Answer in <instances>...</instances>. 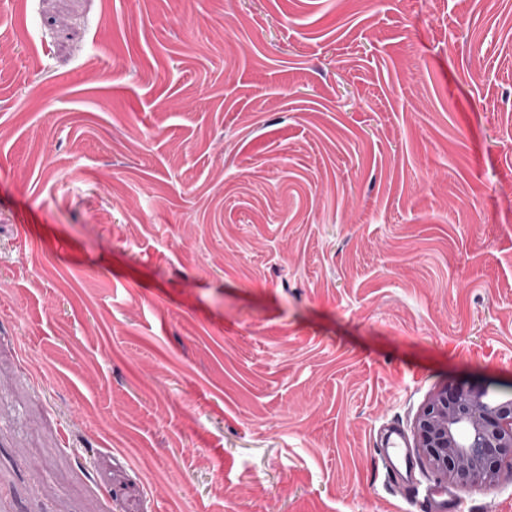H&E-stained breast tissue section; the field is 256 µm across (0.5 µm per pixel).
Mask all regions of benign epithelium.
I'll use <instances>...</instances> for the list:
<instances>
[{
    "label": "benign epithelium",
    "instance_id": "7a95c632",
    "mask_svg": "<svg viewBox=\"0 0 512 512\" xmlns=\"http://www.w3.org/2000/svg\"><path fill=\"white\" fill-rule=\"evenodd\" d=\"M415 447L440 482L471 491L495 487L512 470V394L487 386L444 384L418 411Z\"/></svg>",
    "mask_w": 512,
    "mask_h": 512
}]
</instances>
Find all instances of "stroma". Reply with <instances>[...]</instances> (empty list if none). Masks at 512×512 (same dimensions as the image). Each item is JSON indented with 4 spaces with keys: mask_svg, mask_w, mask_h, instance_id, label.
Returning a JSON list of instances; mask_svg holds the SVG:
<instances>
[{
    "mask_svg": "<svg viewBox=\"0 0 512 512\" xmlns=\"http://www.w3.org/2000/svg\"><path fill=\"white\" fill-rule=\"evenodd\" d=\"M465 379L512 0H0V512H430L377 445Z\"/></svg>",
    "mask_w": 512,
    "mask_h": 512,
    "instance_id": "1",
    "label": "stroma"
}]
</instances>
